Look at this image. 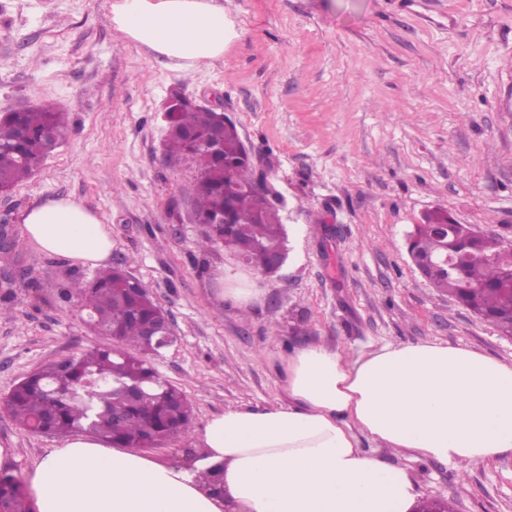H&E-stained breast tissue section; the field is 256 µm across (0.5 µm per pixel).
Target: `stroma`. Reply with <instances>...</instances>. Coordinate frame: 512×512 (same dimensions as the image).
<instances>
[{
    "mask_svg": "<svg viewBox=\"0 0 512 512\" xmlns=\"http://www.w3.org/2000/svg\"><path fill=\"white\" fill-rule=\"evenodd\" d=\"M222 60L180 70L121 39L113 0H0V113H67L65 140L0 194L14 260L0 262V400L45 365L108 346L60 291L94 267L42 256L22 210L71 199L112 231L125 267L168 314L177 343L157 374L193 404L192 429L149 449L187 465L207 421L286 402L282 361L317 344L430 342L512 363V338L433 288L408 233L432 210L488 234L512 228V0H223ZM181 92L221 109L280 193L287 260L272 277L201 251L191 160L170 156L163 111ZM238 267L256 302L225 293ZM59 438L0 408L5 467L28 481ZM426 498L454 512H512V451L459 469L409 453Z\"/></svg>",
    "mask_w": 512,
    "mask_h": 512,
    "instance_id": "35a3bbf8",
    "label": "stroma"
}]
</instances>
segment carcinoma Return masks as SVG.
Masks as SVG:
<instances>
[{"label": "carcinoma", "mask_w": 512, "mask_h": 512, "mask_svg": "<svg viewBox=\"0 0 512 512\" xmlns=\"http://www.w3.org/2000/svg\"><path fill=\"white\" fill-rule=\"evenodd\" d=\"M176 110L168 113L166 147L172 156L189 155L195 176L188 187L194 202V219L202 223L198 247L210 250L224 245L237 261L265 273L271 254L285 248L279 215L269 190L254 186L250 154L243 148L236 125L175 95ZM224 130V150L210 146L213 134ZM67 131L63 113L37 108L15 118L0 120V193L11 191L29 178L46 158L42 134L60 137ZM450 224L453 238L466 243L474 237L464 226L448 222V212L436 209L417 225V246L430 256L443 251L438 224ZM483 256L465 250L454 252V268L433 264L425 275L434 287L448 292L467 308L512 337V286L504 271L512 251L496 236L480 238ZM79 298L91 321L110 336L119 331V350L95 349L52 363L19 381L7 397L8 410L17 424L29 430L39 417L47 418L46 434L68 436L87 430L114 448H151L174 433L187 434L193 408L187 396L163 384L150 365L154 352L143 336V321L162 317L164 310L146 287L109 268L91 279H75L65 289ZM139 384L145 394L137 402L127 399L125 388ZM123 415L112 426V416ZM208 489L223 494L221 472L200 473ZM0 504L8 512H35L23 484L0 472Z\"/></svg>", "instance_id": "1"}]
</instances>
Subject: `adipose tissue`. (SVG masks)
<instances>
[{
  "mask_svg": "<svg viewBox=\"0 0 512 512\" xmlns=\"http://www.w3.org/2000/svg\"><path fill=\"white\" fill-rule=\"evenodd\" d=\"M113 22L185 70L223 58L221 0H116ZM40 253L107 264L112 237L82 204L49 200L20 217ZM287 402L228 409L198 442L195 470L73 435L35 465L38 512H413L419 484L405 467L361 448L461 468L512 450V364L435 343L385 345L345 358L321 345L284 361ZM221 465L224 494L198 473Z\"/></svg>",
  "mask_w": 512,
  "mask_h": 512,
  "instance_id": "1",
  "label": "adipose tissue"
}]
</instances>
